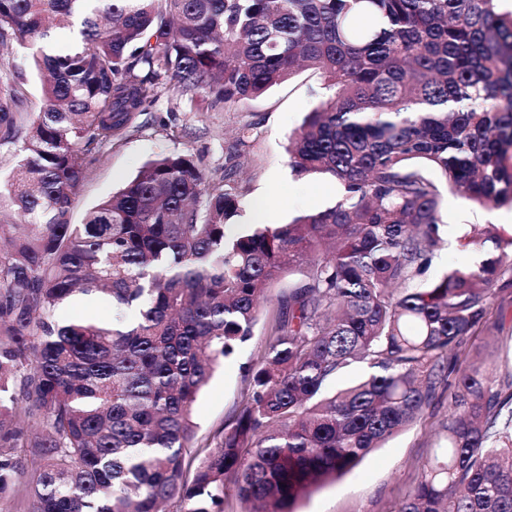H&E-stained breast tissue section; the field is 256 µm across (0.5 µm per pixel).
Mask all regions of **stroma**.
Listing matches in <instances>:
<instances>
[{"label": "stroma", "mask_w": 512, "mask_h": 512, "mask_svg": "<svg viewBox=\"0 0 512 512\" xmlns=\"http://www.w3.org/2000/svg\"><path fill=\"white\" fill-rule=\"evenodd\" d=\"M0 66L21 74L23 111H40L44 99L39 77L31 65L30 50L15 46L0 51ZM325 94L320 76L305 71L232 107L190 112L169 83L160 82L155 101L139 116L135 128L97 149V160L86 167L76 191L72 222L82 223L91 208L134 177L147 161L171 153L200 159L211 178L218 179L229 172L243 181V223H250L252 210L260 202L279 210L286 221L324 209L335 201V183L326 178L294 175L288 166L286 146L289 135ZM246 125L254 126L256 139L243 155L236 137ZM442 207L444 242L433 257L427 278L451 267L472 266L476 261L474 252L463 250L456 242L467 225L497 224L512 231L510 209L485 211L449 193L444 194ZM295 281L291 275L273 285V298L263 305L253 337L235 357L221 364L199 394L195 404L198 446H214L219 431L233 415L244 387V368L264 347L269 327L280 313L275 297ZM447 417L448 394L441 391L417 422L384 447L373 449L342 478L298 501L295 512H397L415 482L416 462L433 451Z\"/></svg>", "instance_id": "35a3bbf8"}]
</instances>
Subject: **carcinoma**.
<instances>
[{"instance_id":"carcinoma-1","label":"carcinoma","mask_w":512,"mask_h":512,"mask_svg":"<svg viewBox=\"0 0 512 512\" xmlns=\"http://www.w3.org/2000/svg\"><path fill=\"white\" fill-rule=\"evenodd\" d=\"M499 2L0 0V47L35 48L44 76L7 182L25 224H0V493L25 473L30 512H224L231 494L245 512H294L446 389L444 442L398 512H512V383L479 355L459 366L468 337L501 330L512 237L473 224L464 240L487 258L422 279L443 189L512 208V12ZM60 27L77 40L64 54L46 46ZM303 69L328 94L289 138V166L333 180L331 206L241 224L245 187L170 154L71 223L78 155L123 137L159 81L226 107ZM22 103L0 74L1 140ZM299 269L198 458V395ZM77 293L119 317L59 322Z\"/></svg>"}]
</instances>
